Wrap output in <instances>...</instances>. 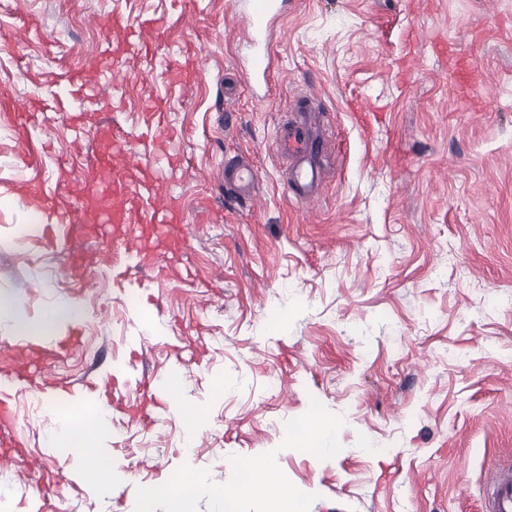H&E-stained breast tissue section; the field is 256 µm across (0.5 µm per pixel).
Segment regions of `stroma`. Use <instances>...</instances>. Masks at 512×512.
Instances as JSON below:
<instances>
[{"label":"stroma","mask_w":512,"mask_h":512,"mask_svg":"<svg viewBox=\"0 0 512 512\" xmlns=\"http://www.w3.org/2000/svg\"><path fill=\"white\" fill-rule=\"evenodd\" d=\"M116 13L165 19L168 39L122 50L76 144L71 76L98 65ZM272 48L268 82L250 81L232 0H0V95L64 90L31 129L47 145L36 168L0 123V373L22 361L32 377L12 388L26 454L0 477V512H139L145 487L193 478L153 512H219L240 466L263 463L305 512H481L512 457V0H287ZM189 53L195 79L160 69ZM304 106L331 158L301 203L273 135ZM113 124L167 133L152 203L187 217L171 265L55 206ZM233 157L254 169L252 197L225 191ZM59 303L82 316L17 328ZM104 406L111 493L51 443ZM312 414L334 428L322 455L290 432ZM60 465L61 495L39 493L32 479Z\"/></svg>","instance_id":"1"}]
</instances>
